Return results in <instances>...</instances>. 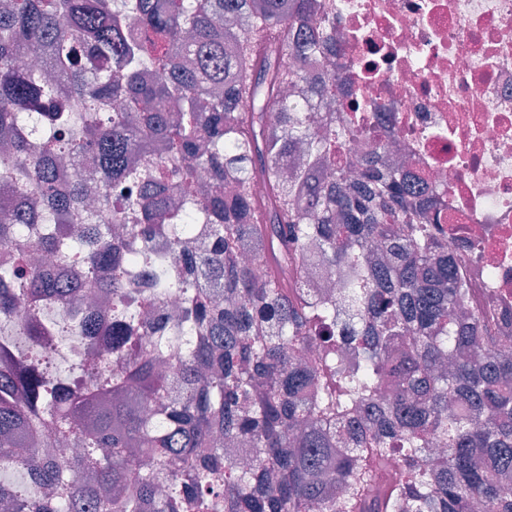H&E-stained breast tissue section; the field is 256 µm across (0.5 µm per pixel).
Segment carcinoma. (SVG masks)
<instances>
[{
    "label": "carcinoma",
    "mask_w": 512,
    "mask_h": 512,
    "mask_svg": "<svg viewBox=\"0 0 512 512\" xmlns=\"http://www.w3.org/2000/svg\"><path fill=\"white\" fill-rule=\"evenodd\" d=\"M316 0H4L0 4V483L6 512H512V335L492 334L445 231L402 171L342 150ZM67 81L16 64L24 48ZM160 70L166 79L147 75ZM121 100L127 112L111 111ZM109 224L60 225L88 188ZM209 174L195 188V173ZM261 180L268 193L251 194ZM52 257L69 281L30 263ZM340 279L339 298L308 287ZM112 308V354L72 365L43 327L90 333L76 290ZM178 292L169 318L139 306ZM439 443L448 457L432 458ZM73 443L59 461L42 448ZM252 459L245 468L235 458ZM406 480L384 483L390 456ZM69 167L73 173L82 174L87 178L89 192L95 198L96 211H97V224H112V206H115L116 199L113 195V189L103 183L96 175H92V172L85 170L78 159H73L69 162ZM112 196V206L110 200Z\"/></svg>",
    "instance_id": "cac0c4a2"
}]
</instances>
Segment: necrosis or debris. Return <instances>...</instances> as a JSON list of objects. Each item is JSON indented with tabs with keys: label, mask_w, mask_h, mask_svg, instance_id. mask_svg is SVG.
<instances>
[{
	"label": "necrosis or debris",
	"mask_w": 512,
	"mask_h": 512,
	"mask_svg": "<svg viewBox=\"0 0 512 512\" xmlns=\"http://www.w3.org/2000/svg\"><path fill=\"white\" fill-rule=\"evenodd\" d=\"M346 72L333 108L374 141H396L406 172L441 199L448 253L493 330L512 309V0H321ZM57 336L71 362L112 342Z\"/></svg>",
	"instance_id": "4bbe7bcc"
}]
</instances>
